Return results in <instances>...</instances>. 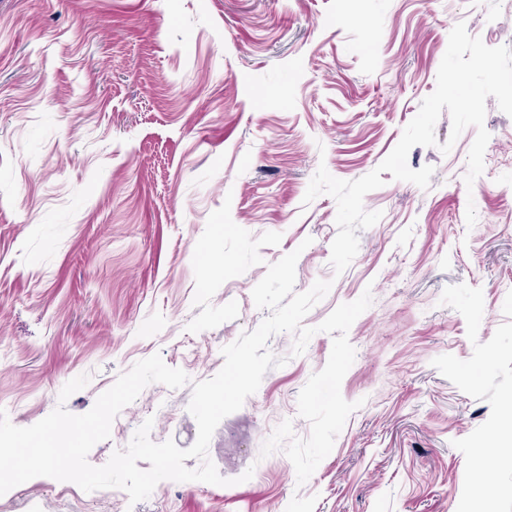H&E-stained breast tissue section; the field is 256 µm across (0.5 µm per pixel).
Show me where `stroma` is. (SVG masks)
Listing matches in <instances>:
<instances>
[{"label":"stroma","instance_id":"1","mask_svg":"<svg viewBox=\"0 0 512 512\" xmlns=\"http://www.w3.org/2000/svg\"><path fill=\"white\" fill-rule=\"evenodd\" d=\"M461 21L512 47V0H0V409L13 425L46 417L82 374L63 404L86 413L158 354L190 385H148L88 461L106 464L148 419L152 441L188 448L191 385L268 317L252 299L268 264L297 249L296 291L331 281L309 326L373 297L348 332L356 357L341 383L359 407L305 484L283 451H260L286 419L308 436L297 397L333 337L295 357L280 333L268 347L287 364L210 441L226 485L164 480L133 505L120 489L37 477L1 495L0 512H457L454 442L490 406L432 365L473 353L440 298L482 289V342L512 321V117L487 98L484 171L469 188L476 130L442 153L441 114L437 146L408 155L433 167L429 188L383 173L364 198L383 216L343 273L330 264L335 200L303 198L319 166L355 180L390 153Z\"/></svg>","mask_w":512,"mask_h":512}]
</instances>
